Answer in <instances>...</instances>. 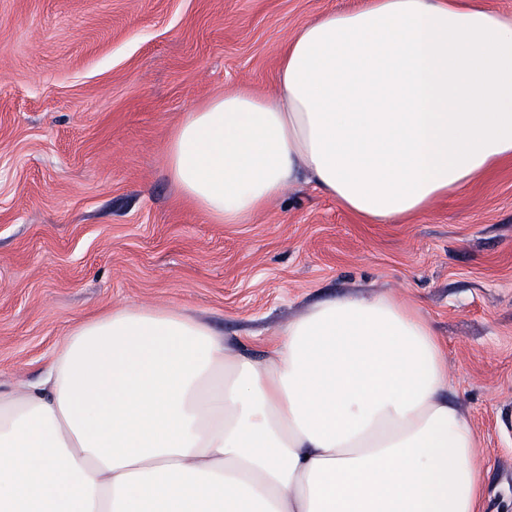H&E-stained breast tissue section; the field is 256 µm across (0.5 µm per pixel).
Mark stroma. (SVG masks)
<instances>
[{"mask_svg": "<svg viewBox=\"0 0 512 512\" xmlns=\"http://www.w3.org/2000/svg\"><path fill=\"white\" fill-rule=\"evenodd\" d=\"M360 3L0 0V391L115 307L181 311L259 358L319 302L387 295L444 345L482 512H512V160L393 224L305 181L217 224L169 174L185 112L271 91L288 38Z\"/></svg>", "mask_w": 512, "mask_h": 512, "instance_id": "obj_1", "label": "stroma"}]
</instances>
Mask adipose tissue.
<instances>
[{
	"label": "adipose tissue",
	"mask_w": 512,
	"mask_h": 512,
	"mask_svg": "<svg viewBox=\"0 0 512 512\" xmlns=\"http://www.w3.org/2000/svg\"><path fill=\"white\" fill-rule=\"evenodd\" d=\"M512 158V18L481 0H364L302 27L275 90L187 112L184 199L241 224L306 176L347 211H424ZM416 308H311L263 358L177 310L77 326L0 392V512H479L477 439Z\"/></svg>",
	"instance_id": "adipose-tissue-1"
}]
</instances>
